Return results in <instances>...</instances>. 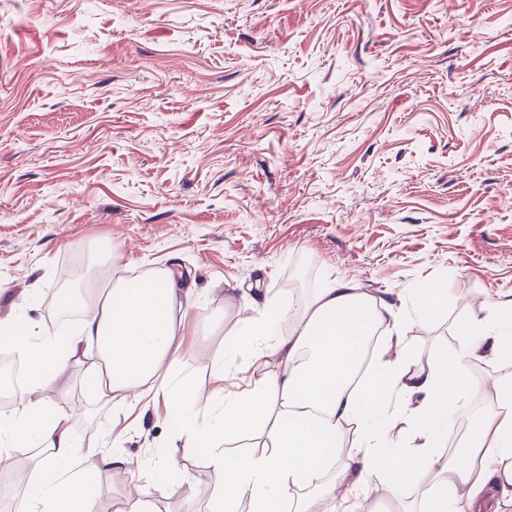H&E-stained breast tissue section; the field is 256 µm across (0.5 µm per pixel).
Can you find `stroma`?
Instances as JSON below:
<instances>
[{"instance_id":"obj_1","label":"stroma","mask_w":512,"mask_h":512,"mask_svg":"<svg viewBox=\"0 0 512 512\" xmlns=\"http://www.w3.org/2000/svg\"><path fill=\"white\" fill-rule=\"evenodd\" d=\"M164 270L195 288L176 383L236 373L247 302L283 316L300 263L401 305L409 370L458 326L512 311V0H0V320L36 319L76 284ZM443 302L423 316L420 289ZM52 405L79 413L74 477L108 507L131 483L154 512H210L223 474L153 414L98 403L89 362ZM202 475L170 491L175 472ZM381 512H422L374 472Z\"/></svg>"}]
</instances>
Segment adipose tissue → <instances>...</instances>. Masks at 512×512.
I'll return each mask as SVG.
<instances>
[{"label": "adipose tissue", "mask_w": 512, "mask_h": 512, "mask_svg": "<svg viewBox=\"0 0 512 512\" xmlns=\"http://www.w3.org/2000/svg\"><path fill=\"white\" fill-rule=\"evenodd\" d=\"M176 294L165 273L121 278L98 289L94 307L73 333L44 336L31 324L0 333V344L21 351L30 368L27 387L10 414L0 416V462L27 456L38 470L50 471L81 457L70 428L74 411L52 408L45 393L65 376L70 360L82 356L93 364L100 401L131 407L152 397L164 406V422L187 436L188 451L210 449L224 476L212 512H280L288 488L312 483L315 495L299 501L296 512H360L361 490L380 463L413 481L426 476V512H460L463 501L471 512H482V497L492 485L512 498V395L474 428L473 455L441 456L448 434L434 427L435 416L449 405L480 395L481 386L466 379L465 368L485 344L501 348L512 324L501 331L471 321L460 331L457 352L412 371L406 367L410 338L401 310L362 292L353 280L318 289L285 334L274 328L268 304L255 305L244 321L246 336L255 341L247 363L251 377L247 387L225 398L220 418L226 433L257 431L265 442L261 452L230 454L216 442L208 402L162 372L180 348ZM381 327L389 329L386 345L395 354L379 353L371 376L357 379L365 342ZM397 395L419 400L409 411L419 446L388 449L373 434L342 444V425L361 426L385 415ZM478 452L496 461V468H477ZM332 457L342 463L338 479L318 484ZM15 512H99V505L81 482L57 477L41 493L22 497Z\"/></svg>", "instance_id": "1"}]
</instances>
